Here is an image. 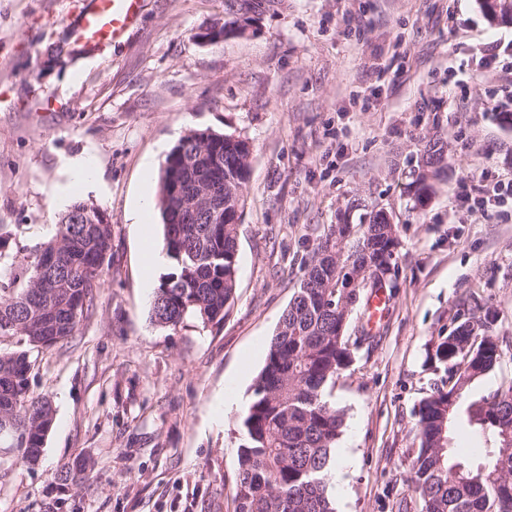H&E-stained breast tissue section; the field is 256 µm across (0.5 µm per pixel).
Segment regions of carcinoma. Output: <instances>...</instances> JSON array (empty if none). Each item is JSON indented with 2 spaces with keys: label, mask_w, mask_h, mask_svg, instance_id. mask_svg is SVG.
Instances as JSON below:
<instances>
[{
  "label": "carcinoma",
  "mask_w": 512,
  "mask_h": 512,
  "mask_svg": "<svg viewBox=\"0 0 512 512\" xmlns=\"http://www.w3.org/2000/svg\"><path fill=\"white\" fill-rule=\"evenodd\" d=\"M445 149L441 135L425 138L423 164L408 184L419 206L447 173ZM181 150L202 157L203 166L214 155L220 158L224 219L201 210L188 223L172 220L166 192L171 158ZM250 157L249 142L239 135L211 131L203 139L195 130L185 133L166 156L157 208L164 228L161 246L171 266L151 302L153 324L175 330L189 319L205 327L224 322L236 295L238 226L246 205ZM98 212L94 205L74 201L58 217L54 234L31 253L29 268L11 272L6 282L0 279V323L15 322L8 334L25 337L34 347L45 346L47 336L58 337L51 341L54 345L74 334L112 264V225L97 224L95 233L85 235L84 225L75 222L84 213L94 217ZM359 221V236L352 242L344 239L345 228L328 226L303 261L302 277L270 339L241 419L237 512H336L328 485L345 413L326 398V389L352 361L342 322L356 302L353 293L343 294L337 284L348 262L352 270L371 276L390 271L398 245L386 232L389 224L382 212ZM46 254L55 262L43 270ZM26 273V283L15 287ZM45 292L55 296L56 331L35 319ZM76 297L82 299L77 320L70 314ZM479 322L476 313H469L429 353L443 376L417 412L419 448L408 464V486L419 512H512V385L480 400L466 398L474 381L501 358L496 342L475 329ZM30 367L27 352H0V409L29 431L30 441L18 445L20 463L30 449L40 447L39 417L47 403L31 392ZM463 419L489 435V462L466 466L452 455L451 429Z\"/></svg>",
  "instance_id": "obj_1"
}]
</instances>
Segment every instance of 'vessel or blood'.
Listing matches in <instances>:
<instances>
[{
  "mask_svg": "<svg viewBox=\"0 0 512 512\" xmlns=\"http://www.w3.org/2000/svg\"><path fill=\"white\" fill-rule=\"evenodd\" d=\"M140 4L141 0H88L84 11L71 22L78 48L90 52L119 42L137 22Z\"/></svg>",
  "mask_w": 512,
  "mask_h": 512,
  "instance_id": "b4317fda",
  "label": "vessel or blood"
}]
</instances>
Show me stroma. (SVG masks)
Returning <instances> with one entry per match:
<instances>
[{
	"mask_svg": "<svg viewBox=\"0 0 512 512\" xmlns=\"http://www.w3.org/2000/svg\"><path fill=\"white\" fill-rule=\"evenodd\" d=\"M86 3L0 0V225L18 229L0 266H21L77 199L105 210L113 253L68 340L0 336V351H27L31 391L54 408L39 465L0 466V512H235L240 419L301 263L328 225L371 210L397 226L394 285L382 315L367 288L349 314L352 361L327 397L352 463L331 494L336 512H418L407 469L439 378L428 350L487 311L501 359L470 396L512 386V197L479 211L459 199L464 179L512 178V123L491 109L502 81L474 59L511 44L512 24L476 0H263L241 13L245 34L205 43L224 0H143L122 41L90 55L67 25ZM191 129L246 138L251 171L229 315L170 330L149 319L164 270L143 265L160 218L133 210ZM435 130L450 167L418 207L406 185ZM83 156L85 190L71 177Z\"/></svg>",
	"mask_w": 512,
	"mask_h": 512,
	"instance_id": "35a3bbf8",
	"label": "stroma"
}]
</instances>
